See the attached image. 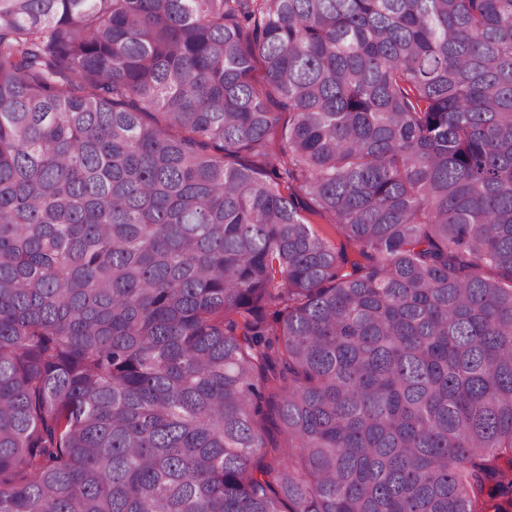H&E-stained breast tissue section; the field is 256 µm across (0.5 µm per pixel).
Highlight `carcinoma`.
<instances>
[{"mask_svg":"<svg viewBox=\"0 0 512 512\" xmlns=\"http://www.w3.org/2000/svg\"><path fill=\"white\" fill-rule=\"evenodd\" d=\"M497 498L512 0H0V512Z\"/></svg>","mask_w":512,"mask_h":512,"instance_id":"carcinoma-1","label":"carcinoma"}]
</instances>
